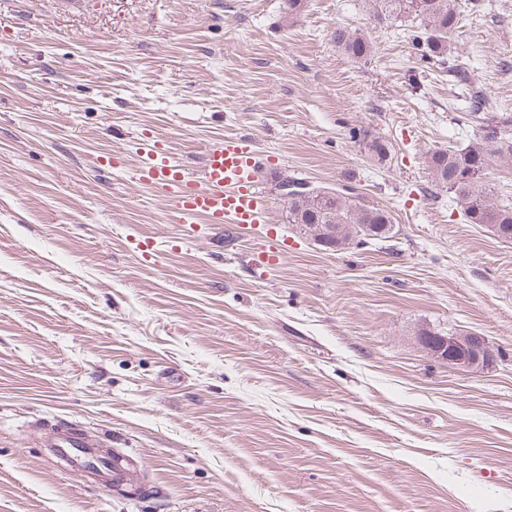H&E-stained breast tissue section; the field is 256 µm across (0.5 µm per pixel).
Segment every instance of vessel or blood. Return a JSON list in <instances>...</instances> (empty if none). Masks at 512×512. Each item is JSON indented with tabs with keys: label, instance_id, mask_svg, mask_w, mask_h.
<instances>
[{
	"label": "vessel or blood",
	"instance_id": "1",
	"mask_svg": "<svg viewBox=\"0 0 512 512\" xmlns=\"http://www.w3.org/2000/svg\"><path fill=\"white\" fill-rule=\"evenodd\" d=\"M259 162L243 137L227 135L207 147L201 174L193 179L171 159L167 148L156 144L142 155L135 178L165 195L174 223L231 224L246 230L260 223L269 209L255 180ZM47 448L53 458L65 461L88 483L121 487L135 478L125 455L117 452L104 457L100 443L67 420H59L51 430Z\"/></svg>",
	"mask_w": 512,
	"mask_h": 512
}]
</instances>
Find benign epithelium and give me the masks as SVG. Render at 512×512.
Returning <instances> with one entry per match:
<instances>
[{"instance_id": "obj_1", "label": "benign epithelium", "mask_w": 512, "mask_h": 512, "mask_svg": "<svg viewBox=\"0 0 512 512\" xmlns=\"http://www.w3.org/2000/svg\"><path fill=\"white\" fill-rule=\"evenodd\" d=\"M304 231L325 249H339L333 228L324 224H308ZM416 341L437 361L466 372L489 367L498 357V349L487 337L468 331L458 330L436 335L434 330L421 327L416 331Z\"/></svg>"}]
</instances>
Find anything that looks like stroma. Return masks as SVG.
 I'll return each mask as SVG.
<instances>
[{"label": "stroma", "mask_w": 512, "mask_h": 512, "mask_svg": "<svg viewBox=\"0 0 512 512\" xmlns=\"http://www.w3.org/2000/svg\"><path fill=\"white\" fill-rule=\"evenodd\" d=\"M449 52L512 116V0H461ZM372 0H0V512H512V242L432 196L463 147L446 66ZM374 46L357 62L336 27ZM389 142L384 163L353 142ZM239 135L269 222L167 223L138 144L189 172ZM126 165L100 172L99 156ZM353 188L396 235L327 252L278 185ZM273 229L278 265L253 267ZM153 235L142 257L132 236ZM488 337L479 373L418 327ZM137 459L139 489L48 460L58 419Z\"/></svg>", "instance_id": "1"}]
</instances>
